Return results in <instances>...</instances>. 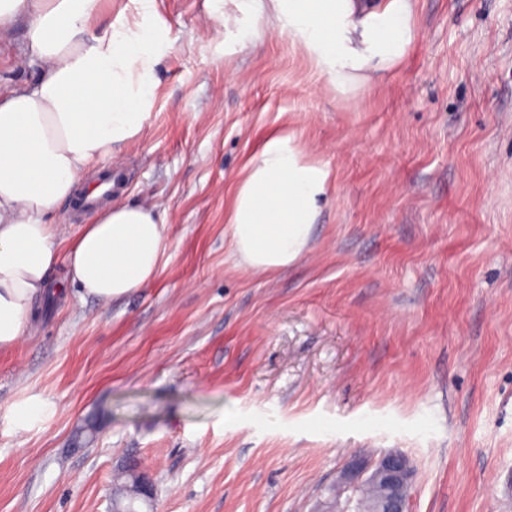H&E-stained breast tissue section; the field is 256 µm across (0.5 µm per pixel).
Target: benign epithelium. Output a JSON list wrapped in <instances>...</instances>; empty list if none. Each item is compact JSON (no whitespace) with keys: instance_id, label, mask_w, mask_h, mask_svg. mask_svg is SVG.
<instances>
[{"instance_id":"benign-epithelium-1","label":"benign epithelium","mask_w":512,"mask_h":512,"mask_svg":"<svg viewBox=\"0 0 512 512\" xmlns=\"http://www.w3.org/2000/svg\"><path fill=\"white\" fill-rule=\"evenodd\" d=\"M413 471L407 466V457L398 452L371 460L362 454L350 458L339 472V490L336 503L323 512H363L361 495L374 485L385 491L376 512H404L401 491L412 482Z\"/></svg>"}]
</instances>
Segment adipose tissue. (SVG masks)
I'll return each instance as SVG.
<instances>
[{"label":"adipose tissue","instance_id":"1","mask_svg":"<svg viewBox=\"0 0 512 512\" xmlns=\"http://www.w3.org/2000/svg\"><path fill=\"white\" fill-rule=\"evenodd\" d=\"M101 0H0V30L30 17L42 63L29 87L0 95V349L30 330L58 263L84 295L109 302L156 278L165 222L152 206L108 205L63 246L50 215L94 165L139 136L167 40L162 24L100 26ZM264 32L288 35L340 95L357 97L405 61L416 0H232ZM332 185L327 165L290 134L267 137L247 163L227 222L236 253L258 273L306 251Z\"/></svg>","mask_w":512,"mask_h":512}]
</instances>
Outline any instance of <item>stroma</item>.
<instances>
[{
  "mask_svg": "<svg viewBox=\"0 0 512 512\" xmlns=\"http://www.w3.org/2000/svg\"><path fill=\"white\" fill-rule=\"evenodd\" d=\"M155 0L169 44L117 196L165 214L157 278L74 287L0 350V512H109L136 460L154 512H313L355 452L405 454L408 512H512V0H417L405 62L360 101L287 35L217 37ZM18 18L0 93L39 65ZM328 164L306 254L258 274L226 222L273 133ZM52 406L27 430L17 400Z\"/></svg>",
  "mask_w": 512,
  "mask_h": 512,
  "instance_id": "stroma-1",
  "label": "stroma"
}]
</instances>
